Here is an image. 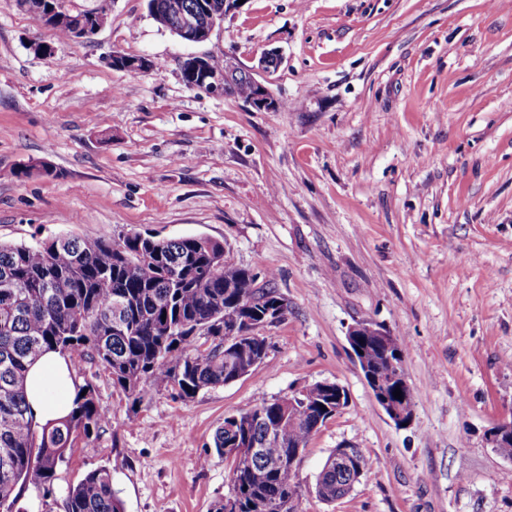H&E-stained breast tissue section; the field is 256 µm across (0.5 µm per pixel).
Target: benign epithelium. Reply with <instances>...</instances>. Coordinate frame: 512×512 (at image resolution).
Here are the masks:
<instances>
[{"label":"benign epithelium","mask_w":512,"mask_h":512,"mask_svg":"<svg viewBox=\"0 0 512 512\" xmlns=\"http://www.w3.org/2000/svg\"><path fill=\"white\" fill-rule=\"evenodd\" d=\"M21 9L31 14L39 21H50L57 27H66L73 32L76 39H85L94 35L100 28L101 22L92 16L84 17L77 14L67 0H17ZM240 7L237 0H226L224 10L218 11L210 5L202 3L199 6H174L176 11L175 26L172 32L188 43H202L207 41L216 27L220 26L224 17ZM189 66L199 74L195 88L208 93L228 94L229 78L233 74L241 73L250 81L253 87L249 105L258 111H272L277 101L270 89L257 80L253 73L236 66L231 61L224 62V68L215 69L210 66L208 59L203 55H190L187 57ZM112 67L133 73H143L149 70L153 63L150 59L133 58L119 53L112 54ZM281 57L276 50L265 51L258 60V69L266 74L277 70ZM373 339L379 345L388 347L391 340L389 331L382 329L371 322L363 321L353 326L348 333V342L352 346L353 355L357 365L370 389L375 401L382 411L397 426L402 427L412 421L413 416L407 414L401 400L408 398L412 393L409 386L400 354L387 356L389 363L386 375L380 377L370 369V356L366 350L367 341ZM401 390L402 399L394 397L395 390ZM512 439V421L497 424L489 433V443L498 448L505 440Z\"/></svg>","instance_id":"1"}]
</instances>
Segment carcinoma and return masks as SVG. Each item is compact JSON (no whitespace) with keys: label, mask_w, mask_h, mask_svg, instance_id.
I'll use <instances>...</instances> for the list:
<instances>
[{"label":"carcinoma","mask_w":512,"mask_h":512,"mask_svg":"<svg viewBox=\"0 0 512 512\" xmlns=\"http://www.w3.org/2000/svg\"><path fill=\"white\" fill-rule=\"evenodd\" d=\"M150 15L162 27L172 24L169 0H153ZM224 244H199L198 237L158 239L132 232L120 242L76 236L34 244L0 243V512H22L18 503L29 489L43 504L61 503L64 512H124L106 465L88 471L60 489L61 466L79 441L111 424L98 400L93 378L76 370L71 412L42 425L25 396L32 363L54 350L101 368L133 401L157 386L186 401L198 392L233 382L265 351L266 341L243 340L233 352L223 342L208 343L244 319H255L281 300L271 288L256 286L249 269L224 264ZM125 304L127 324L112 326V307ZM296 418L284 419L275 400L253 407L248 433L261 440L268 425H284L252 460L230 456L233 436L219 428L205 451L230 463L231 482L241 512H299L298 469L280 463L290 446L307 445L317 421L330 413L310 402ZM361 474L324 462L314 493L332 503L345 496Z\"/></svg>","instance_id":"obj_1"}]
</instances>
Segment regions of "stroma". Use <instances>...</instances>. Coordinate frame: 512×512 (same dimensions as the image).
<instances>
[{"instance_id": "obj_1", "label": "stroma", "mask_w": 512, "mask_h": 512, "mask_svg": "<svg viewBox=\"0 0 512 512\" xmlns=\"http://www.w3.org/2000/svg\"><path fill=\"white\" fill-rule=\"evenodd\" d=\"M74 4L106 9L90 40L0 0V242L205 235L288 311L263 364L184 402L132 403L99 372L112 423L61 484L107 465L125 512H209L230 488L205 454L225 416L328 381L348 403L299 463L300 512H512V459L488 442L512 420V0H245L197 44L146 0ZM271 48L275 110L182 78L188 55L250 70ZM115 52L153 66L114 70ZM40 160L55 176L19 177ZM362 321L407 345L406 427L354 360ZM340 447L369 465L326 504L313 488Z\"/></svg>"}]
</instances>
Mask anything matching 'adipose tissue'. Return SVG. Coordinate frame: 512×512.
<instances>
[{"label": "adipose tissue", "mask_w": 512, "mask_h": 512, "mask_svg": "<svg viewBox=\"0 0 512 512\" xmlns=\"http://www.w3.org/2000/svg\"><path fill=\"white\" fill-rule=\"evenodd\" d=\"M74 384L69 364L55 351L44 353L29 369L26 396L39 423L63 419L71 408Z\"/></svg>", "instance_id": "adipose-tissue-1"}]
</instances>
